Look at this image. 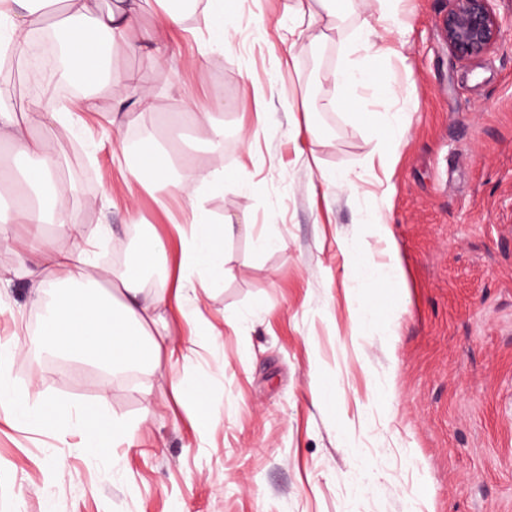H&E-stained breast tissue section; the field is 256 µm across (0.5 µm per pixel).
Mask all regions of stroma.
<instances>
[{
    "label": "stroma",
    "mask_w": 512,
    "mask_h": 512,
    "mask_svg": "<svg viewBox=\"0 0 512 512\" xmlns=\"http://www.w3.org/2000/svg\"><path fill=\"white\" fill-rule=\"evenodd\" d=\"M294 6L240 0L219 58L199 13L163 50L112 49L134 81L103 88L93 110L53 94L75 123L33 133L64 153L76 222L109 225L95 250L108 268L152 287L166 265L151 240L178 255L189 218L130 178L120 140L152 136L174 164L223 171L198 204L233 232L223 282L166 313L194 355L108 382L78 357L26 355L43 321L16 254L29 232L0 224V343L18 348L0 368V512H512V0H492L500 38L467 62L436 27L448 0H401L382 31L396 52L376 59L360 37L377 0H349L332 27L312 0L326 32L314 42L289 35ZM346 68L370 69L372 85L335 81ZM139 83L151 111L135 105ZM203 106L224 126L221 151L195 140ZM376 209L385 227L366 223ZM363 257L397 265L401 287H368ZM201 372L204 430L176 389ZM25 391L31 411L56 406L51 422L18 419ZM90 405L138 423L135 442L86 448L77 413Z\"/></svg>",
    "instance_id": "1"
}]
</instances>
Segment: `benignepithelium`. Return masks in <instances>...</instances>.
Instances as JSON below:
<instances>
[{"instance_id":"benign-epithelium-1","label":"benign epithelium","mask_w":512,"mask_h":512,"mask_svg":"<svg viewBox=\"0 0 512 512\" xmlns=\"http://www.w3.org/2000/svg\"><path fill=\"white\" fill-rule=\"evenodd\" d=\"M438 28L449 50L460 60L489 52L501 30L490 0H448V11L439 18Z\"/></svg>"}]
</instances>
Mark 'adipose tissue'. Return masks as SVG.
Instances as JSON below:
<instances>
[{
	"mask_svg": "<svg viewBox=\"0 0 512 512\" xmlns=\"http://www.w3.org/2000/svg\"><path fill=\"white\" fill-rule=\"evenodd\" d=\"M51 0H0V56L26 57L32 48L33 18ZM162 11L159 24L138 31L136 0H117L115 8L97 11L89 0H68V15L60 29V46L70 68H82L101 43L121 47L129 52L140 49L142 42L163 45L170 29L182 26L187 18L175 0H157ZM237 0H206L204 17L209 30L211 55H223L230 48L237 32L234 18ZM9 86H0V140L9 142L25 156L35 159L29 172L34 183L53 184L52 196L41 205H33L26 197H18L11 212H0L1 224H39L51 220L62 234L72 237L76 247L70 252L43 249L38 261L21 257L28 273L42 287L59 288L67 281V289H59L55 306L45 316L41 331L31 338L33 348H52L60 355H78L99 362L117 375L131 368L155 365L163 352L173 345L166 332L161 309L183 306L194 292L196 283L206 285L224 276V252L220 244L225 228L206 220L202 210L192 208L186 230L180 231L181 259L176 280L161 278L154 289V301L142 303V277L128 270L113 274L117 296H100L89 290L98 274L88 257L97 246L93 235L77 225L70 208L74 189L55 183L62 164V153L31 134L32 126L53 121L68 123L70 113L56 111L45 98H32L24 119H17L11 104ZM131 177L138 183L171 195L181 194L195 200L200 187L217 191L224 187L223 172L202 175L185 167L174 169L159 143L151 137L135 147L118 143Z\"/></svg>",
	"mask_w": 512,
	"mask_h": 512,
	"instance_id": "adipose-tissue-1",
	"label": "adipose tissue"
}]
</instances>
